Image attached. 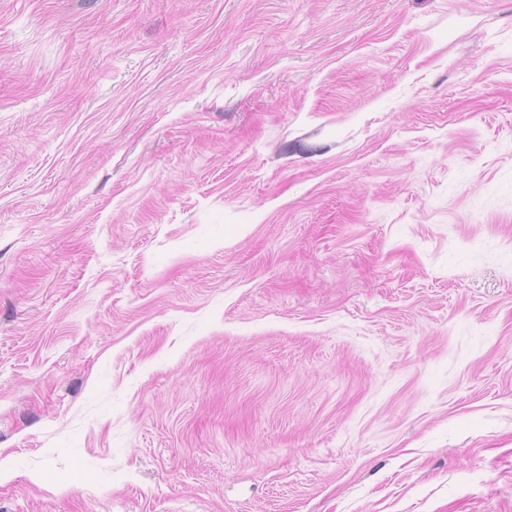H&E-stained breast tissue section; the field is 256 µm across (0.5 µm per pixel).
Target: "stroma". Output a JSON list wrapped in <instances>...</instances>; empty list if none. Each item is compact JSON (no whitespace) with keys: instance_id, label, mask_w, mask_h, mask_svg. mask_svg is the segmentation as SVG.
<instances>
[{"instance_id":"35a3bbf8","label":"stroma","mask_w":512,"mask_h":512,"mask_svg":"<svg viewBox=\"0 0 512 512\" xmlns=\"http://www.w3.org/2000/svg\"><path fill=\"white\" fill-rule=\"evenodd\" d=\"M0 512H512V0H0Z\"/></svg>"}]
</instances>
